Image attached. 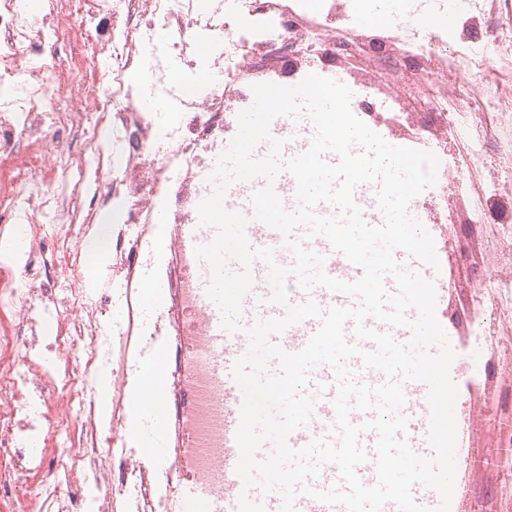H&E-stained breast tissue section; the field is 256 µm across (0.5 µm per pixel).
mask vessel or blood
<instances>
[{
	"instance_id": "1",
	"label": "vessel or blood",
	"mask_w": 512,
	"mask_h": 512,
	"mask_svg": "<svg viewBox=\"0 0 512 512\" xmlns=\"http://www.w3.org/2000/svg\"><path fill=\"white\" fill-rule=\"evenodd\" d=\"M236 205L248 219L245 234L249 245L256 250L271 249L273 262L282 266L291 265L294 258L289 243L295 240L305 248L324 256L323 270L327 275L345 282L356 281L362 276V268L350 262H342L339 251L334 250L324 236L309 235L307 227L304 226L297 227L292 235H284L280 230L269 225L253 222L254 209L249 198H238ZM270 263L257 257L250 264L252 286L242 298L240 331L235 333L226 331L222 326V318L218 315L214 316L210 325L209 344L215 357L211 374L224 390V408L220 415L223 427L224 495L218 498L205 493L203 489H194V498L204 503L206 512H239L238 501L241 493L244 492L248 493L252 501L261 503L264 512H282L283 497L279 490L275 489L267 493L257 487L248 491L244 490L243 483L236 473L240 456L236 433L240 424L243 391L235 380L232 369L236 360L249 350L248 329L257 322L278 319L286 314L285 306L273 303L271 300ZM309 296L313 297L320 308L324 310L333 307H351L356 303L355 298L349 295L322 287L314 289L312 295ZM309 296L294 286L290 289L289 301L299 304ZM319 326V319L308 318L301 322L296 336L289 337L280 334L274 336L273 341L284 351L296 353L305 347ZM347 366L351 371L353 383L377 387L386 380L381 371L365 367L359 358L349 359ZM403 388L407 401L402 412L408 419L405 438L410 448L418 455L433 456L434 450L428 439L430 431L429 386L423 381L407 380L404 381ZM304 393L314 400L313 422L292 432L288 437L289 446L298 450L316 439L333 445L339 444L340 434L335 426L336 411L334 407V400L338 393V380L333 367L323 364L315 368ZM456 423L458 439L456 477L450 512H461L460 501L463 494L464 476L471 463L472 455L471 448L465 444L468 431L465 417H457ZM310 485L321 490L334 487L340 489L343 488L344 482L338 466L327 463L322 466L319 476L311 480ZM294 506L295 512H347V508L343 504H326L305 494L296 497Z\"/></svg>"
}]
</instances>
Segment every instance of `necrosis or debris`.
<instances>
[{
	"label": "necrosis or debris",
	"instance_id": "1",
	"mask_svg": "<svg viewBox=\"0 0 512 512\" xmlns=\"http://www.w3.org/2000/svg\"><path fill=\"white\" fill-rule=\"evenodd\" d=\"M496 25L486 39L459 40L435 20L414 16L423 32L409 54L424 78L391 67L357 86L352 113L402 144L421 143L440 160L433 200L413 199L420 223L451 224L449 197H470L473 169L496 161L499 177L482 191L468 220L480 226L473 253L485 268L477 288L486 310L482 336L512 335V216L490 221L512 201V0H492ZM112 22L100 38L96 20ZM341 0H0V238L24 227L23 260L0 252V507L5 512H169L183 482L220 487L223 450L219 389L207 348L211 310L198 296L196 257L184 244L224 151L227 113L244 108L261 83L299 84L317 74L346 82L347 70L326 55L352 25ZM212 39L211 74L186 90L172 59L189 63L199 35ZM302 63L282 65L289 52ZM485 61L472 74L474 61ZM165 112L147 109L133 78ZM418 112L438 114L434 131L416 129ZM74 130L83 139L73 146ZM470 141L466 164L448 157L458 133ZM166 144L167 153L157 151ZM115 206L123 224L111 250L121 271L106 276L99 300L81 283L82 240L101 211ZM167 238L169 305L153 324L131 313L140 259L157 225ZM123 308L109 318L107 306ZM150 355L158 338L174 354L163 396L169 464L151 469L125 446V390L136 370L131 338ZM111 406L101 411L99 375Z\"/></svg>",
	"mask_w": 512,
	"mask_h": 512
}]
</instances>
